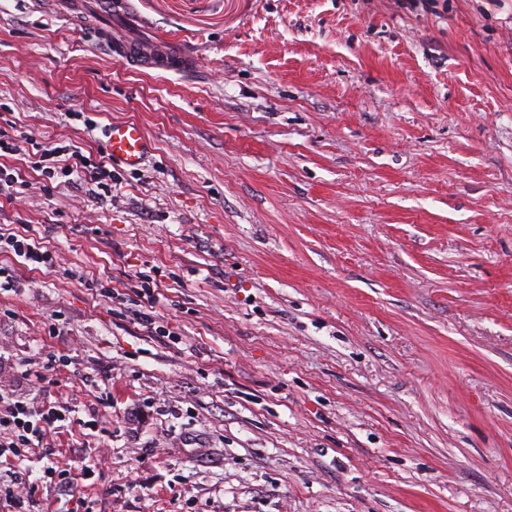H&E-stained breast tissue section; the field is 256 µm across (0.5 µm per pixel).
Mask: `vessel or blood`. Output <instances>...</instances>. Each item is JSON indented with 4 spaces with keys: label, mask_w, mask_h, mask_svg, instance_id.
<instances>
[{
    "label": "vessel or blood",
    "mask_w": 512,
    "mask_h": 512,
    "mask_svg": "<svg viewBox=\"0 0 512 512\" xmlns=\"http://www.w3.org/2000/svg\"><path fill=\"white\" fill-rule=\"evenodd\" d=\"M94 12L102 22L99 29L100 40L110 43L114 51L119 53L127 64L138 68L177 73L193 66V56L182 52L177 44H170L166 52L147 55L142 53L135 44L114 38V31L139 25L140 18L136 12L128 10L118 14L113 13L112 0H97ZM103 147L113 161L133 170L142 166L148 152L144 130L138 124L128 121H114L106 126Z\"/></svg>",
    "instance_id": "obj_1"
}]
</instances>
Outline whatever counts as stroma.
Instances as JSON below:
<instances>
[{
    "mask_svg": "<svg viewBox=\"0 0 512 512\" xmlns=\"http://www.w3.org/2000/svg\"><path fill=\"white\" fill-rule=\"evenodd\" d=\"M128 3L195 71L0 0L11 120L150 144L108 206L8 161L0 233L54 264L0 253V395L71 413L0 458V512H512V0ZM27 186L26 181L14 168L7 165L0 166V196L7 199L23 197ZM0 251L9 252L23 261H18L23 266L37 269L40 265H51L53 257L48 251H42L41 247L26 236L0 234Z\"/></svg>",
    "mask_w": 512,
    "mask_h": 512,
    "instance_id": "stroma-1",
    "label": "stroma"
}]
</instances>
